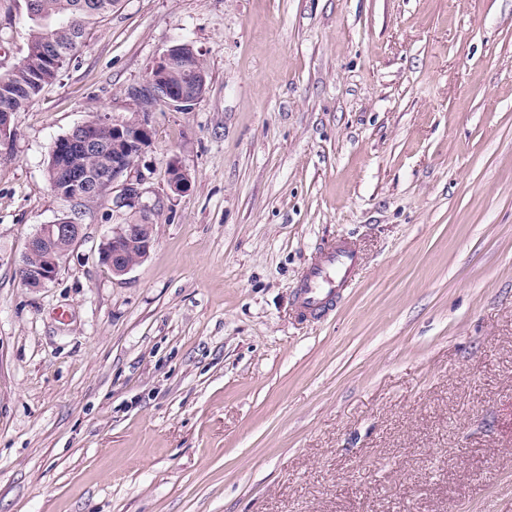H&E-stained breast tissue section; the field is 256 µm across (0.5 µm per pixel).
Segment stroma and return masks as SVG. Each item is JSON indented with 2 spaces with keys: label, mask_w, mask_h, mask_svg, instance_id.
I'll list each match as a JSON object with an SVG mask.
<instances>
[{
  "label": "stroma",
  "mask_w": 512,
  "mask_h": 512,
  "mask_svg": "<svg viewBox=\"0 0 512 512\" xmlns=\"http://www.w3.org/2000/svg\"><path fill=\"white\" fill-rule=\"evenodd\" d=\"M28 33L0 0V71ZM183 40L206 91L150 115L149 256L101 264L107 194L28 287L50 146ZM0 512H512V0H120L0 138ZM190 187V177L186 170L173 160L167 167V188L170 194L181 195L188 191ZM357 260V251L346 242L326 247L302 280L297 296L300 314L316 315L330 306L347 284Z\"/></svg>",
  "instance_id": "35a3bbf8"
}]
</instances>
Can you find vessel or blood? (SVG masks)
<instances>
[{"instance_id": "1", "label": "vessel or blood", "mask_w": 512, "mask_h": 512, "mask_svg": "<svg viewBox=\"0 0 512 512\" xmlns=\"http://www.w3.org/2000/svg\"><path fill=\"white\" fill-rule=\"evenodd\" d=\"M357 260L355 248L348 243L326 247L299 288L297 304L301 315L312 316L330 306L347 284Z\"/></svg>"}]
</instances>
